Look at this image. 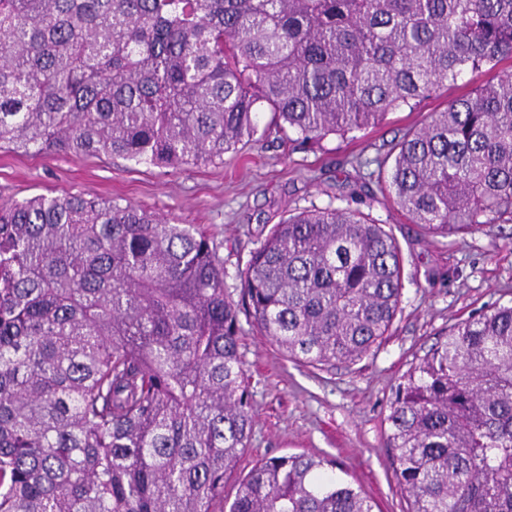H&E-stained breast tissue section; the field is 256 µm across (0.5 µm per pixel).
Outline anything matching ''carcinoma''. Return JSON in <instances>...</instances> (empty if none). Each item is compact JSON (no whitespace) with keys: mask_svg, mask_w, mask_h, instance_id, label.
Here are the masks:
<instances>
[{"mask_svg":"<svg viewBox=\"0 0 512 512\" xmlns=\"http://www.w3.org/2000/svg\"><path fill=\"white\" fill-rule=\"evenodd\" d=\"M512 58V0H0V148L176 170L268 130L381 124ZM375 169L432 238L512 223V73L405 130ZM134 205L0 204V512H374L332 459L261 460L245 313L282 355L354 364L399 312L392 230L293 209L250 253ZM388 448L408 512H512V303L461 320L398 385Z\"/></svg>","mask_w":512,"mask_h":512,"instance_id":"obj_1","label":"carcinoma"}]
</instances>
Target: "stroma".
<instances>
[{
	"label": "stroma",
	"instance_id": "stroma-1",
	"mask_svg": "<svg viewBox=\"0 0 512 512\" xmlns=\"http://www.w3.org/2000/svg\"><path fill=\"white\" fill-rule=\"evenodd\" d=\"M480 81L465 74L415 109L389 113L381 125L345 137L330 135L312 145L259 132L223 162L178 170L120 157L0 149V203L36 195L97 196L201 225L224 241V282L232 293L251 251L289 210L325 207L349 194L357 180L350 158L386 152L408 127ZM359 197L362 210L390 226L402 248V298L391 333L361 361L319 370L285 360L266 337L245 328L240 352L253 429L224 484L225 502L234 500L240 480L260 459L303 453L335 459L343 478L373 500L375 512H407L387 446L394 390L450 325L512 301V224L433 239L393 208L376 184H367Z\"/></svg>",
	"mask_w": 512,
	"mask_h": 512
}]
</instances>
